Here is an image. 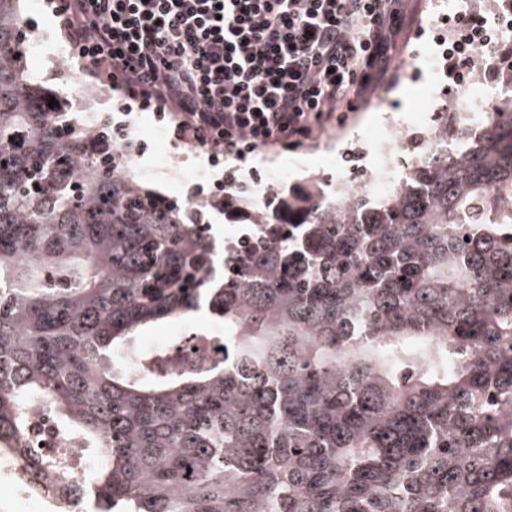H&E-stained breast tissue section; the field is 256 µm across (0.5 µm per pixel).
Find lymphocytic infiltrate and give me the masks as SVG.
<instances>
[{
  "label": "lymphocytic infiltrate",
  "instance_id": "lymphocytic-infiltrate-1",
  "mask_svg": "<svg viewBox=\"0 0 512 512\" xmlns=\"http://www.w3.org/2000/svg\"><path fill=\"white\" fill-rule=\"evenodd\" d=\"M402 0H56L73 55L173 137L245 160L297 146L390 68ZM365 80H357V73Z\"/></svg>",
  "mask_w": 512,
  "mask_h": 512
}]
</instances>
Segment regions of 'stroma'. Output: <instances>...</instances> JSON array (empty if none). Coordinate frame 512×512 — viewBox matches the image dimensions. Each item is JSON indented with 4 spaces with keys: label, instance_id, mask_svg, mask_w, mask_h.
Returning a JSON list of instances; mask_svg holds the SVG:
<instances>
[{
    "label": "stroma",
    "instance_id": "1",
    "mask_svg": "<svg viewBox=\"0 0 512 512\" xmlns=\"http://www.w3.org/2000/svg\"><path fill=\"white\" fill-rule=\"evenodd\" d=\"M432 8V0H405L391 71L378 86L379 91L387 94L395 111L406 117L418 112L422 102L415 86L401 79L400 72L412 66L408 52L416 41L430 40L431 33L423 29L422 23ZM35 68L43 85L60 98L68 111L82 112L88 108L107 113L118 111L122 102L121 94L105 89L103 96H93V89L102 87L103 81L84 70L76 59H68L62 65L47 55L36 61ZM341 110V121L327 124L313 140L300 147L266 148L240 162V180L254 184L268 179L274 187L295 193L304 191L309 178L313 176L326 184L335 183L336 170L323 165V156L344 145L347 130L374 125L379 119L378 113L361 111L356 101L342 104ZM128 121L130 138L145 145L144 153L131 157L128 167L146 189L185 207L190 203L195 186L217 177L218 171L210 165L207 154L192 152L175 144L170 121L159 119L153 110L133 108ZM163 154L175 158V167H161L159 157ZM200 331L220 336L224 333V327L208 316L196 315L158 323L142 331L138 342L142 345L159 342L169 347L180 346L187 344L190 337Z\"/></svg>",
    "mask_w": 512,
    "mask_h": 512
}]
</instances>
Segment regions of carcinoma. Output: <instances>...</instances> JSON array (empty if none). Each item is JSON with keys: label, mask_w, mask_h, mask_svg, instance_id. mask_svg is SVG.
I'll return each mask as SVG.
<instances>
[{"label": "carcinoma", "mask_w": 512, "mask_h": 512, "mask_svg": "<svg viewBox=\"0 0 512 512\" xmlns=\"http://www.w3.org/2000/svg\"><path fill=\"white\" fill-rule=\"evenodd\" d=\"M31 44L0 0V452L39 399L71 512H512V99L383 204L271 190L227 246L38 109ZM202 310L204 365L138 349Z\"/></svg>", "instance_id": "obj_1"}]
</instances>
